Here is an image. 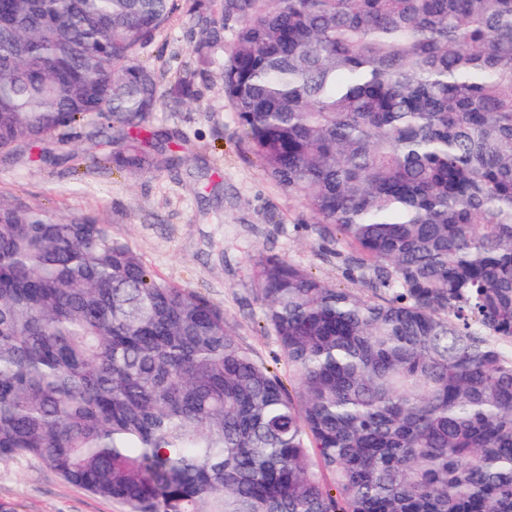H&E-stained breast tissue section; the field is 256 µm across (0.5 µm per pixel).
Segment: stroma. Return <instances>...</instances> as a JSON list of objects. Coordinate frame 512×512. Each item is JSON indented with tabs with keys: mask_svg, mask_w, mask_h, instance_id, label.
I'll return each instance as SVG.
<instances>
[{
	"mask_svg": "<svg viewBox=\"0 0 512 512\" xmlns=\"http://www.w3.org/2000/svg\"><path fill=\"white\" fill-rule=\"evenodd\" d=\"M195 39L178 13L140 56L164 97L145 131L169 135V150L185 158L180 168L132 175L72 159L44 165L0 155V196L58 215L98 214L152 272L223 309L238 341L287 382L291 373L278 340L253 300L258 252L275 253L336 287L359 294L365 288L347 277L336 244H320L308 212L247 152L222 66L196 72ZM189 73L196 96L174 103L170 89ZM0 499L14 503L16 512H123L119 503L66 483L28 458L0 464Z\"/></svg>",
	"mask_w": 512,
	"mask_h": 512,
	"instance_id": "obj_1",
	"label": "stroma"
}]
</instances>
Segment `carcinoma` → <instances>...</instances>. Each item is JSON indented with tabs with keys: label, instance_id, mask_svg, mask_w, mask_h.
Wrapping results in <instances>:
<instances>
[{
	"label": "carcinoma",
	"instance_id": "carcinoma-1",
	"mask_svg": "<svg viewBox=\"0 0 512 512\" xmlns=\"http://www.w3.org/2000/svg\"><path fill=\"white\" fill-rule=\"evenodd\" d=\"M0 152L148 173L138 55L184 6L251 154L346 274L255 297L294 381L112 225L0 198V462L124 512H512V0H8ZM231 41L224 44V31Z\"/></svg>",
	"mask_w": 512,
	"mask_h": 512
}]
</instances>
